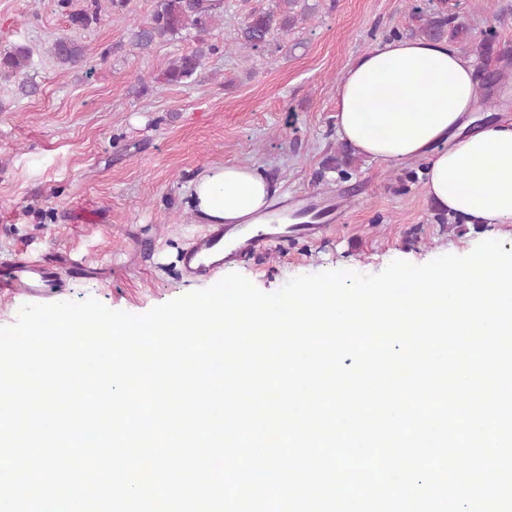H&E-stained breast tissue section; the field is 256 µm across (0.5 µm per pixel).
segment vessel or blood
Wrapping results in <instances>:
<instances>
[{"label":"vessel or blood","mask_w":512,"mask_h":512,"mask_svg":"<svg viewBox=\"0 0 512 512\" xmlns=\"http://www.w3.org/2000/svg\"><path fill=\"white\" fill-rule=\"evenodd\" d=\"M287 233V227L278 224H241L232 232L221 224L208 225L206 232L185 250L183 268L193 276L209 278L219 267L215 255L225 252L236 259Z\"/></svg>","instance_id":"b4317fda"}]
</instances>
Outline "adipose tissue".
<instances>
[{"mask_svg":"<svg viewBox=\"0 0 512 512\" xmlns=\"http://www.w3.org/2000/svg\"><path fill=\"white\" fill-rule=\"evenodd\" d=\"M475 61L447 41L392 40L360 54L336 85V136L386 164L424 160L425 189L465 223H512V117L479 116ZM276 187L256 168L210 169L189 188L208 224L265 223Z\"/></svg>","mask_w":512,"mask_h":512,"instance_id":"1","label":"adipose tissue"}]
</instances>
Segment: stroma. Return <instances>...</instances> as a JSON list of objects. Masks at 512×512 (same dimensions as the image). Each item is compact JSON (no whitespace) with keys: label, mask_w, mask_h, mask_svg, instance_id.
<instances>
[{"label":"stroma","mask_w":512,"mask_h":512,"mask_svg":"<svg viewBox=\"0 0 512 512\" xmlns=\"http://www.w3.org/2000/svg\"><path fill=\"white\" fill-rule=\"evenodd\" d=\"M455 14L495 51L478 58L487 83L512 65V0H318L294 33H272L261 51L236 48L251 12L282 0H224V20L200 76L188 84L137 78L163 72L187 51L183 38L147 55L130 43L133 22L154 0H131L129 15L72 26L58 0H0V52L32 51L23 78L0 79V284L41 260L61 272L29 290L0 291V325L26 304L81 301L142 315L209 281L186 276L180 256L204 227L185 206L187 187L227 163L257 166L278 186L273 215L315 203L330 214L324 231H302L238 258L233 270L273 293L291 278L330 270L372 275L396 259L425 263L467 254L481 241L512 245L511 224L455 227L426 195L421 162L386 165L363 157L348 179L323 173L336 138V84L358 55L408 36L411 11ZM68 34L84 59L58 64L49 49Z\"/></svg>","instance_id":"1"}]
</instances>
